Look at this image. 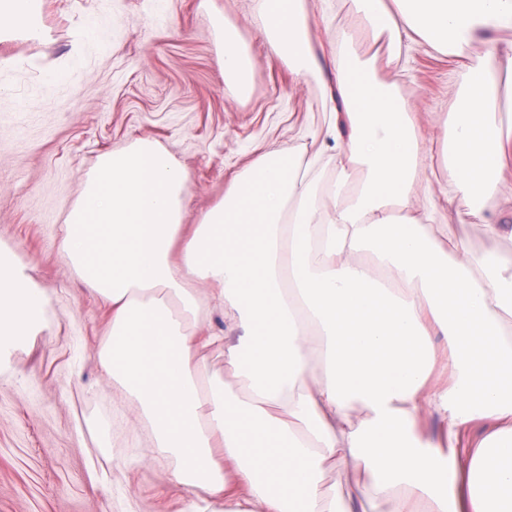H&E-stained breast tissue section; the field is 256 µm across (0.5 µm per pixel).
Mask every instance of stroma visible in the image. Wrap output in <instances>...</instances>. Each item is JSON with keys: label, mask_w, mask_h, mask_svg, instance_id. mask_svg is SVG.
I'll return each instance as SVG.
<instances>
[{"label": "stroma", "mask_w": 512, "mask_h": 512, "mask_svg": "<svg viewBox=\"0 0 512 512\" xmlns=\"http://www.w3.org/2000/svg\"><path fill=\"white\" fill-rule=\"evenodd\" d=\"M260 0H44V36L0 41V242L48 291L47 327L0 370V512H192L172 459H152L134 411L118 408L96 354L112 312L64 263L65 218L100 156L145 138L187 174L185 223H198L259 152L336 151L334 72L299 75L270 57ZM316 54L344 39L375 57L379 81L420 114L444 178L442 134L459 102V61L418 39L391 55L345 0H311ZM223 14L253 58L248 95L225 81L211 24Z\"/></svg>", "instance_id": "35a3bbf8"}]
</instances>
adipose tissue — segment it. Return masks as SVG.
Masks as SVG:
<instances>
[{"label": "adipose tissue", "mask_w": 512, "mask_h": 512, "mask_svg": "<svg viewBox=\"0 0 512 512\" xmlns=\"http://www.w3.org/2000/svg\"><path fill=\"white\" fill-rule=\"evenodd\" d=\"M40 0H0V34L41 37ZM393 46L420 36L452 56L512 26V0H350ZM308 0H263L272 54L318 66ZM218 62L239 93L253 65L238 29L215 16ZM335 97L346 139L333 179L286 150L260 155L198 224L183 222L187 175L141 139L101 157L69 211L60 252L112 311L100 348L120 405L133 408L173 482L248 512H512V257L474 252L426 225L482 216L512 162L497 101L512 56L464 64L445 122L447 186L426 175L414 108L337 43ZM424 194H417V187ZM490 239L499 215L482 216ZM49 300L0 246V365L46 327ZM222 331L205 330L213 311ZM451 380L433 377V336ZM224 355V374L208 357ZM437 417V436L420 433ZM496 430L464 452L470 423ZM350 466L355 487L325 485Z\"/></svg>", "instance_id": "1"}]
</instances>
